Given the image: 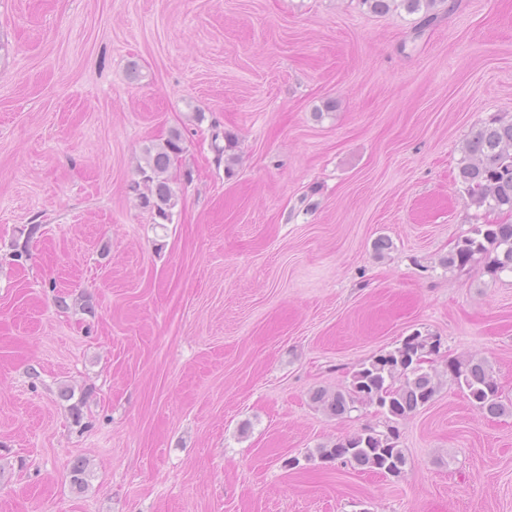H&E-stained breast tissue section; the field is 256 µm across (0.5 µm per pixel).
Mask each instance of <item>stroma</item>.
<instances>
[{"mask_svg": "<svg viewBox=\"0 0 512 512\" xmlns=\"http://www.w3.org/2000/svg\"><path fill=\"white\" fill-rule=\"evenodd\" d=\"M501 113L512 0H0V512H512V413L446 380L512 402V274L441 263L502 220L455 180ZM174 128L160 227L128 186ZM417 330L404 473L310 458L383 422L314 393ZM437 1L444 2V0H363V3L367 5L370 12L378 14H385L400 7L410 14L425 11L424 24L430 25L438 19V14L428 13ZM448 376L472 406L489 417L512 413V404L500 399L499 383L492 365L485 359L466 357L448 361Z\"/></svg>", "mask_w": 512, "mask_h": 512, "instance_id": "stroma-1", "label": "stroma"}]
</instances>
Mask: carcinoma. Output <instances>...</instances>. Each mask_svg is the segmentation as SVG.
I'll list each match as a JSON object with an SVG mask.
<instances>
[{
    "mask_svg": "<svg viewBox=\"0 0 512 512\" xmlns=\"http://www.w3.org/2000/svg\"><path fill=\"white\" fill-rule=\"evenodd\" d=\"M435 2L363 0L372 13L385 14L400 7L409 14L421 12L428 25L438 19V15L429 13ZM183 152L182 133L170 130L163 142L146 149L145 165L138 167L140 179L130 185L140 205L151 212L154 223L160 226L170 223L172 210L178 203L177 192L165 174ZM457 177L470 205L498 212L510 220L475 226L471 234L457 241L442 264L464 269L479 255L484 259L488 275L512 273V118L495 117L472 133L463 147ZM438 345V340L417 330L399 346L361 364L352 374L348 387L335 392H316L313 401L336 418L349 415L358 405L376 406L385 418L386 430L366 427L331 447L317 448L309 457L343 460L364 470L400 475L407 465V457L397 445L395 424L428 405L437 395L439 385L423 370L417 358L437 351ZM448 376L483 414L500 417L512 412V404L500 399L499 383L487 360L472 357L451 360Z\"/></svg>",
    "mask_w": 512,
    "mask_h": 512,
    "instance_id": "carcinoma-1",
    "label": "carcinoma"
}]
</instances>
